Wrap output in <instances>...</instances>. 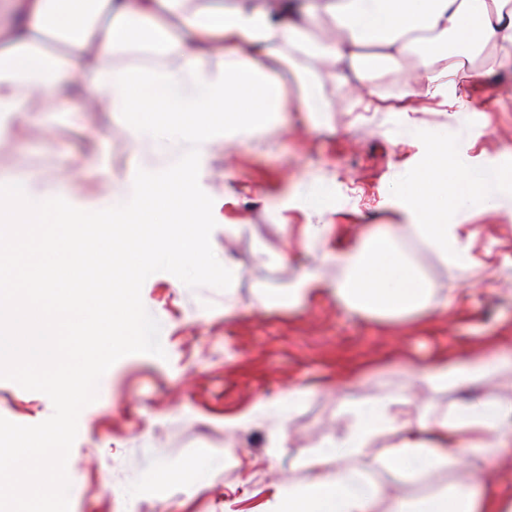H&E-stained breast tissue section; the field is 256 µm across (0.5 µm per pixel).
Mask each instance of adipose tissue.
<instances>
[{"mask_svg":"<svg viewBox=\"0 0 512 512\" xmlns=\"http://www.w3.org/2000/svg\"><path fill=\"white\" fill-rule=\"evenodd\" d=\"M143 36L153 54L178 56L169 70L116 69L114 56ZM277 41L313 57L323 66L353 73L351 93L378 112H409L422 97L460 103V89L483 88L495 72L512 73V0H227L198 6L197 0H0V136L13 132L12 117L33 103L54 112L107 111L123 117L135 153L161 150L166 140L178 147L164 166L104 181L85 193L77 169L58 176L54 187L38 188L24 176L0 178V241L16 240L19 226L53 218L71 237L84 230L87 210L107 222L125 224L140 214L146 194L175 199L153 223L151 246L138 252L148 265L168 255L191 262L198 255L193 234L183 232V215L204 222L208 213L189 189V177L204 170L217 133L265 128L284 90L276 70L285 61L271 52ZM217 58L207 66V58ZM402 70L397 99L373 96L371 80ZM91 72V87L64 96L66 83ZM301 109L317 121L334 109L317 74L296 68ZM164 101L174 112H190V123H164L139 108L144 98ZM423 160L396 197L408 234L441 263L459 262L467 248L459 223L449 216L469 199L497 207L512 194L501 173L486 176L450 163L448 143L426 133L417 136ZM12 266H0V288H31L39 305L0 302V360L17 362L25 372L47 373L61 366L59 319L70 312L93 321L104 341L125 328L135 304L127 289L111 311L91 295L65 299L77 288L69 274V246L51 238L16 241ZM344 270L336 294L348 308L382 320H396L442 304L429 280L402 248L392 224L337 249ZM58 269L55 277L32 276V264ZM504 366L494 355L474 354L416 369L406 398L418 385L465 391L463 402L434 431L409 428L389 398L348 400V427L302 456L301 479L280 488L261 512H512V492L499 490L492 469H472L466 481H451L412 500L387 497L370 469L378 465L403 482L470 467L473 458L495 446L512 402L472 387Z\"/></svg>","mask_w":512,"mask_h":512,"instance_id":"ef3b65f1","label":"adipose tissue"}]
</instances>
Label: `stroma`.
Wrapping results in <instances>:
<instances>
[{"instance_id":"obj_1","label":"stroma","mask_w":512,"mask_h":512,"mask_svg":"<svg viewBox=\"0 0 512 512\" xmlns=\"http://www.w3.org/2000/svg\"><path fill=\"white\" fill-rule=\"evenodd\" d=\"M280 78L291 132L244 138L229 155L213 151L199 178L214 200L215 256H231L235 267V306L225 311L222 290L190 288L167 272L145 281L142 301L160 324L165 355L125 356L102 377L67 463L70 512H259L279 478L301 476L299 449L345 425L347 398L397 396L412 369L483 350L512 358V212L477 202L458 217L467 264L443 267L415 252L448 297L435 311L392 323L354 313L330 289L333 270L301 306L256 302L260 291L287 289L337 242L354 243L366 225L400 223L395 193L421 155L414 128L447 140L453 163L512 171V75L495 79L487 107L423 98L413 112L363 113L344 82L327 75L336 110L324 130L305 123L292 72ZM34 121L41 132L0 140V173L50 181L78 161L91 188L139 164L109 113L39 112ZM318 188L325 195L314 219L339 226L340 239L304 236L312 219L304 202ZM292 391L301 399L289 401ZM458 399L455 390L426 388L402 413L432 425ZM52 412L45 394L0 380V417L34 425ZM241 416L249 429L234 426ZM200 459L204 473L188 470Z\"/></svg>"}]
</instances>
